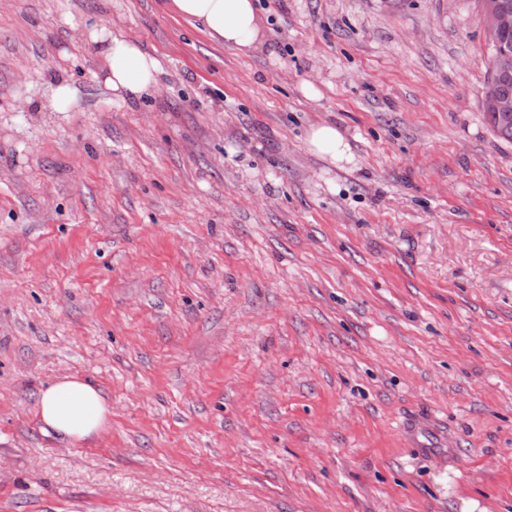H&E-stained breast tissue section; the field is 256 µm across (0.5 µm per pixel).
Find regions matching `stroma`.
<instances>
[{"label":"stroma","instance_id":"obj_1","mask_svg":"<svg viewBox=\"0 0 512 512\" xmlns=\"http://www.w3.org/2000/svg\"><path fill=\"white\" fill-rule=\"evenodd\" d=\"M258 2L242 58L169 0H0V512H512L481 0ZM93 26L156 97L113 102ZM64 375L99 435L42 431ZM312 150L319 155L329 156L336 161L345 155L348 144L336 126L319 125L314 127L308 138ZM110 409L102 390L92 381L64 376L42 392L37 417L43 432L80 441L103 431Z\"/></svg>","mask_w":512,"mask_h":512}]
</instances>
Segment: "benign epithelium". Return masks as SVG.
Returning <instances> with one entry per match:
<instances>
[{
	"label": "benign epithelium",
	"mask_w": 512,
	"mask_h": 512,
	"mask_svg": "<svg viewBox=\"0 0 512 512\" xmlns=\"http://www.w3.org/2000/svg\"><path fill=\"white\" fill-rule=\"evenodd\" d=\"M482 23L485 27L488 44L490 72L493 79L485 88L483 105L497 115H512V94L498 88L496 80L512 77V46L503 38L512 33V3L509 0H482Z\"/></svg>",
	"instance_id": "7a95c632"
}]
</instances>
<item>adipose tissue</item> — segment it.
I'll use <instances>...</instances> for the list:
<instances>
[{"instance_id": "obj_1", "label": "adipose tissue", "mask_w": 512, "mask_h": 512, "mask_svg": "<svg viewBox=\"0 0 512 512\" xmlns=\"http://www.w3.org/2000/svg\"><path fill=\"white\" fill-rule=\"evenodd\" d=\"M183 22L206 33L215 43L251 56L261 51L266 29L255 0H172ZM98 47L103 82L113 100L127 103L156 96L158 59L140 44L106 28L88 32ZM110 409L102 390L92 381L65 376L42 392L37 417L42 431L54 432L70 441L100 433Z\"/></svg>"}]
</instances>
